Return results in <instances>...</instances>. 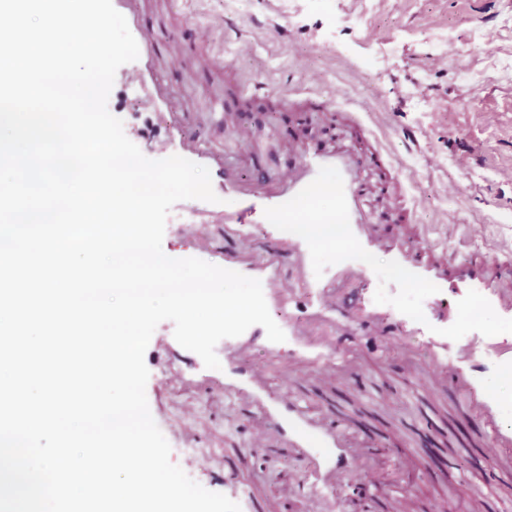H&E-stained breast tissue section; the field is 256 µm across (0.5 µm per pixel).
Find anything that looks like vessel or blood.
I'll return each instance as SVG.
<instances>
[{"label":"vessel or blood","instance_id":"1","mask_svg":"<svg viewBox=\"0 0 512 512\" xmlns=\"http://www.w3.org/2000/svg\"><path fill=\"white\" fill-rule=\"evenodd\" d=\"M112 3L126 18L139 46L138 59L118 69L114 85L146 94L147 122L125 125L124 132L148 158L179 155L212 171L217 202L203 203L188 212L173 206L168 221L180 225L183 234L193 239L197 254L204 255L211 252L212 243L198 226L206 217L220 218L225 238L233 242L224 251L225 268L259 279L267 305L281 314L278 325L286 339L275 349L287 352L289 373L308 374L323 386L356 377L364 347L358 339L339 335L335 330L339 324L359 329L377 325L379 340L386 347L403 344L412 336L421 337L422 352L408 354L417 392L433 395L445 388L457 394L462 415L477 417L483 424L477 442L481 455L495 461L501 470H512V423L505 421V405L486 383L490 375L512 371V336L487 337L472 331L454 341L440 334L455 322L457 303L471 289L486 297L498 315L512 319V263L473 248L452 254L427 239L404 234L379 237L374 203L389 197L393 180V169L379 149L373 151L366 165L353 143L329 139L304 142L297 149L294 165L243 186L234 177L224 152L189 137L181 116L185 105L169 90L158 66L156 37L142 22L139 0ZM324 166L337 168L342 176L351 230L362 247L385 251L391 260L438 286V293L423 303L425 322H417L394 307L379 306L373 295L374 276L359 261L340 262L325 269L322 276H315L309 248L296 234L271 229L268 256L257 258L252 227L265 223V208L291 199ZM284 254L293 260L295 277H288L281 269ZM341 277L359 288L354 309L342 313L336 310L337 280ZM302 302L309 306L313 321L331 328L319 344H310L291 318L292 310ZM266 339L265 329L254 325L224 341V387L256 410L248 447L268 448L280 439L295 448L309 465L316 502L334 496L336 477L348 469L358 470L363 485L382 486V470L372 462L374 448L352 435L349 422L332 420L327 408L303 397L297 382L272 379L251 361L254 344Z\"/></svg>","mask_w":512,"mask_h":512}]
</instances>
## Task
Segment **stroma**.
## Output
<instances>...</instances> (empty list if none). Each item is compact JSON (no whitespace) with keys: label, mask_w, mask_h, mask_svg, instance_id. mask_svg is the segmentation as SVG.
<instances>
[{"label":"stroma","mask_w":512,"mask_h":512,"mask_svg":"<svg viewBox=\"0 0 512 512\" xmlns=\"http://www.w3.org/2000/svg\"><path fill=\"white\" fill-rule=\"evenodd\" d=\"M145 23L159 44L184 37L168 83L188 109V131L208 145L239 148L247 130L256 155L243 179L273 174L293 159L296 128L291 88L316 86L340 108L365 113L400 165L415 197V225L433 228V242H467L490 255L512 257V81L496 58L512 54V0H142ZM229 22L245 30L251 49L235 40L194 41L192 28ZM459 50L447 64L446 49ZM223 52L226 70L213 68ZM270 95L244 103L254 81ZM172 322H161L145 353L146 395L171 446L170 460L204 488L227 493L247 486L255 501L278 512H311L303 466L286 447L249 448L251 414L224 394V373L205 368L188 350L169 354ZM403 349L378 351L355 385L326 389L302 380L306 398L373 422L376 460L388 487L368 503L384 512L398 493L403 512H434L449 486L474 481L492 465L465 444L479 422L461 416L450 397L422 401L404 395ZM185 384L161 388L165 371ZM194 405L195 416L183 413Z\"/></svg>","instance_id":"1"}]
</instances>
